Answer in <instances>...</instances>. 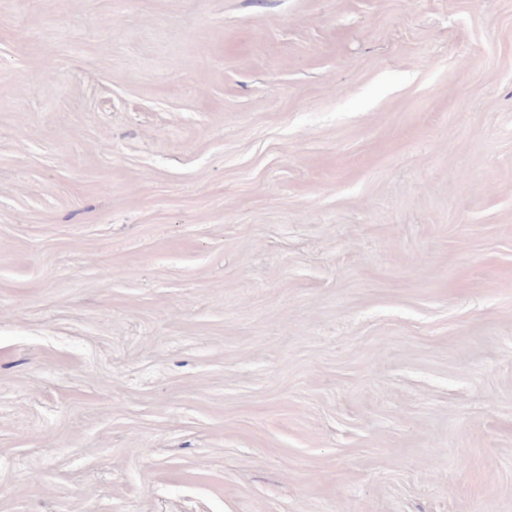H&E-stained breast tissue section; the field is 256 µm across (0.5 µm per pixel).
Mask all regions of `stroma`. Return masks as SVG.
<instances>
[{
  "label": "stroma",
  "mask_w": 512,
  "mask_h": 512,
  "mask_svg": "<svg viewBox=\"0 0 512 512\" xmlns=\"http://www.w3.org/2000/svg\"><path fill=\"white\" fill-rule=\"evenodd\" d=\"M0 512H512V0H0Z\"/></svg>",
  "instance_id": "1"
}]
</instances>
